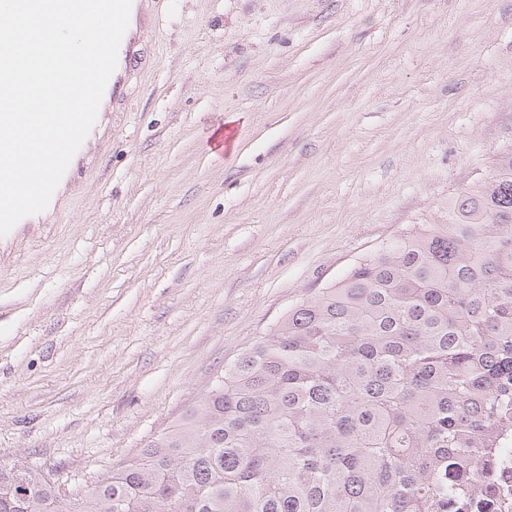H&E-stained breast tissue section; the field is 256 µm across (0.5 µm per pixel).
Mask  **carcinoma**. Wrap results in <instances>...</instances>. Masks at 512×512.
<instances>
[{
    "label": "carcinoma",
    "instance_id": "cac0c4a2",
    "mask_svg": "<svg viewBox=\"0 0 512 512\" xmlns=\"http://www.w3.org/2000/svg\"><path fill=\"white\" fill-rule=\"evenodd\" d=\"M512 438V149L303 298L85 491L0 463V512H460Z\"/></svg>",
    "mask_w": 512,
    "mask_h": 512
}]
</instances>
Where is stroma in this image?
Here are the masks:
<instances>
[{"label":"stroma","instance_id":"obj_1","mask_svg":"<svg viewBox=\"0 0 512 512\" xmlns=\"http://www.w3.org/2000/svg\"><path fill=\"white\" fill-rule=\"evenodd\" d=\"M140 12L83 165L0 236V462L77 495L512 147V0Z\"/></svg>","mask_w":512,"mask_h":512}]
</instances>
